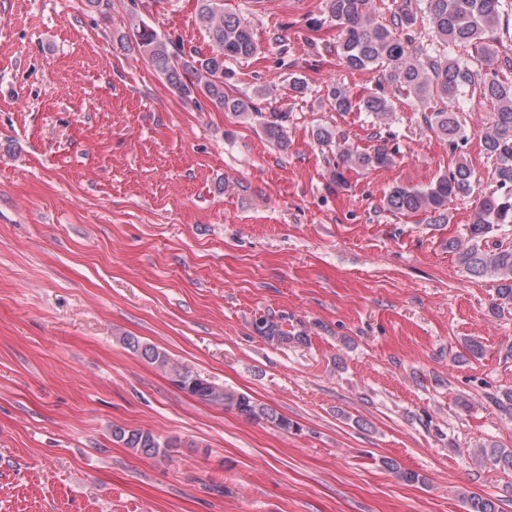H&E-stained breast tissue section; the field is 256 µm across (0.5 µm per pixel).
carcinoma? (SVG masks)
I'll use <instances>...</instances> for the list:
<instances>
[{
	"instance_id": "cac0c4a2",
	"label": "carcinoma",
	"mask_w": 512,
	"mask_h": 512,
	"mask_svg": "<svg viewBox=\"0 0 512 512\" xmlns=\"http://www.w3.org/2000/svg\"><path fill=\"white\" fill-rule=\"evenodd\" d=\"M326 7L327 21L336 24L342 35L336 53L343 64L354 71L370 67L381 71L378 83H390L396 92L425 106L440 103V107L422 112V119L428 129L448 141L452 150L458 149L459 141L467 139L466 120L462 116L466 97L477 92L492 104L480 139L485 154L493 160L496 188L479 199L465 236L450 241L448 248L457 253L468 275L493 279L492 313L512 307V246L488 243L490 233L512 224V55H503L498 48L502 44L501 25L509 19V4L505 0H404V6L387 23L378 19L374 0H326ZM420 17L427 20L431 38L417 45L410 29ZM198 19L213 43L209 54L186 52L181 44L163 39L145 24L133 31L138 53L184 102L199 107L203 98L235 117H258L261 112L251 99L224 91L225 62L257 52L251 26L240 16L224 12L223 0H198ZM469 47L476 52L477 69L455 56L460 49ZM325 96L333 111L364 112L373 118L375 128V145L360 151L347 144L345 137L335 130L316 127L315 141L325 147L333 145L338 152L339 161L330 170L331 181L342 185L349 170L393 165L397 149L391 146L395 138L391 125L396 110L391 96L383 92L358 96L339 82L328 86ZM285 121L287 115L272 112L262 122L264 135L281 148L288 146ZM474 181V169L460 155L448 172L424 188L392 187L383 198V207L393 214H425L430 222L440 224L448 219V201L468 197ZM254 328L270 342H306V337L290 336L266 319L255 322ZM123 342L140 358L163 368L172 382L190 396L248 420H263L286 432L299 430L296 422L251 395L170 363L157 347L132 336L123 338ZM112 441L146 458H164L168 449L175 447L172 441H163L149 430L118 425L112 426ZM480 455L504 469H512V448L488 441L480 445ZM382 465L407 484L425 483L423 475L401 467L393 459H383ZM466 512L499 509L495 500L474 494L466 497Z\"/></svg>"
}]
</instances>
